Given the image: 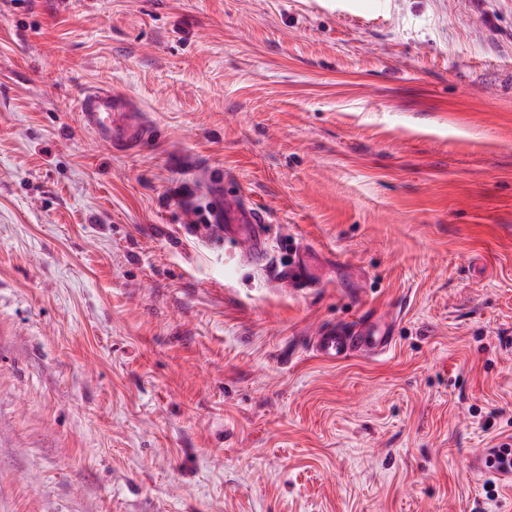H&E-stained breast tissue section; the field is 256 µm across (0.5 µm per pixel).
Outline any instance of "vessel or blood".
I'll return each mask as SVG.
<instances>
[{"instance_id":"vessel-or-blood-1","label":"vessel or blood","mask_w":512,"mask_h":512,"mask_svg":"<svg viewBox=\"0 0 512 512\" xmlns=\"http://www.w3.org/2000/svg\"><path fill=\"white\" fill-rule=\"evenodd\" d=\"M79 107L82 124L111 149L135 150L151 133L135 102L112 88L94 86L85 89ZM211 199L219 233L233 231L235 242L246 244V255L251 263L268 266L271 254L264 232L266 219L263 213L244 211L239 194L234 192L215 193ZM274 276L295 291L316 285L312 271L304 261L275 269ZM392 341L390 329H378L372 320L361 317L320 331L312 337L311 348L322 359L336 362L358 354L384 355Z\"/></svg>"}]
</instances>
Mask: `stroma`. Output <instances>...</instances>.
I'll return each instance as SVG.
<instances>
[{
  "mask_svg": "<svg viewBox=\"0 0 512 512\" xmlns=\"http://www.w3.org/2000/svg\"><path fill=\"white\" fill-rule=\"evenodd\" d=\"M365 311L386 355L312 352ZM506 442L512 0H0V512H512ZM79 107L82 124L112 150L133 151L150 136L135 102L110 87H88ZM212 211L214 224L224 241L227 242V229L232 224L234 231V247L245 243L248 247L247 258L257 266L266 267L271 261V254L264 232L265 216L257 210L247 211L248 218L242 215L243 204L237 193L228 190L224 193H212ZM312 271L308 266L305 256L295 266L277 267L274 276L277 282L287 284L294 291H301L306 288H314L317 281L312 277Z\"/></svg>",
  "mask_w": 512,
  "mask_h": 512,
  "instance_id": "1",
  "label": "stroma"
}]
</instances>
